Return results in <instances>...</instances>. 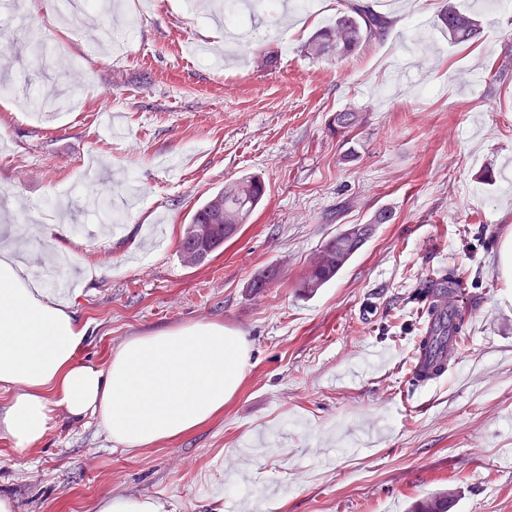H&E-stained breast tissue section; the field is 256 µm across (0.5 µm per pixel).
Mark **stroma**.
Instances as JSON below:
<instances>
[{
	"label": "stroma",
	"mask_w": 512,
	"mask_h": 512,
	"mask_svg": "<svg viewBox=\"0 0 512 512\" xmlns=\"http://www.w3.org/2000/svg\"><path fill=\"white\" fill-rule=\"evenodd\" d=\"M99 0L93 43L59 0H34L11 39L37 94L73 84L77 102L54 121L0 97V241L21 243L32 272L46 245L39 224L69 227L70 296L88 327L80 357L105 365L132 336L220 321L246 336L252 360L224 412L150 448L114 447L96 418L57 412L41 441L20 450L0 434V496L15 512H97L102 495L150 497L164 512H408L451 490L449 512H512V11L473 0H368L387 11L383 39L345 59L303 45L344 0L290 21L245 9L247 45L228 43L216 0ZM476 12L474 44L454 45L438 14ZM276 51L271 68L251 56ZM363 113L349 137L331 117ZM124 120L111 137L105 113ZM354 161H343L347 147ZM108 188L92 205L88 167ZM260 174L269 196L236 238L200 266L178 253L183 227L211 192ZM392 218L373 219L381 210ZM125 222L110 233L112 214ZM366 244L312 296L298 287L313 254L353 224ZM279 269L271 288L251 278ZM463 277L457 360L439 382L408 379L424 333L418 288Z\"/></svg>",
	"instance_id": "1"
}]
</instances>
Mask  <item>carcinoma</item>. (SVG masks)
Wrapping results in <instances>:
<instances>
[{
	"mask_svg": "<svg viewBox=\"0 0 512 512\" xmlns=\"http://www.w3.org/2000/svg\"><path fill=\"white\" fill-rule=\"evenodd\" d=\"M448 39L467 45L480 32L479 21L470 13L453 6L441 15ZM391 21L373 12L360 0H347L346 7L336 13L334 23L314 32L304 43L307 56L345 58L354 54L363 43L384 36ZM363 122L362 114L354 109L336 113L332 120L334 133L348 135ZM267 194L265 181L257 174H244L212 192L196 208L190 222L184 225L179 243V255L187 266H198L224 242L234 238L242 225L248 223ZM373 233V224H353L326 241L298 283L303 294L311 296L330 282L336 273L364 246ZM277 278L273 268H266L253 277L250 291L258 294L270 287ZM465 317L458 316L453 325H442L420 337L417 349L425 355L447 348L448 336L463 330ZM450 497L446 492L435 493L416 502L411 512H448Z\"/></svg>",
	"mask_w": 512,
	"mask_h": 512,
	"instance_id": "obj_1",
	"label": "carcinoma"
}]
</instances>
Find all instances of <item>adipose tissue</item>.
Returning <instances> with one entry per match:
<instances>
[{
	"mask_svg": "<svg viewBox=\"0 0 512 512\" xmlns=\"http://www.w3.org/2000/svg\"><path fill=\"white\" fill-rule=\"evenodd\" d=\"M86 331L0 243V385L14 390L0 434L14 448L37 444L59 411L95 417L125 450L177 438L223 412L251 361L246 337L215 321L131 337L103 366L77 358Z\"/></svg>",
	"mask_w": 512,
	"mask_h": 512,
	"instance_id": "1",
	"label": "adipose tissue"
}]
</instances>
